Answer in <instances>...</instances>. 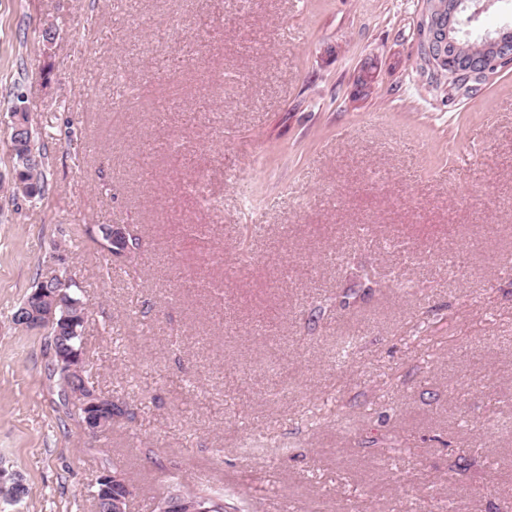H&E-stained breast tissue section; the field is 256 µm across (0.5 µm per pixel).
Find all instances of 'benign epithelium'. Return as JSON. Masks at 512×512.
<instances>
[{
  "label": "benign epithelium",
  "instance_id": "1",
  "mask_svg": "<svg viewBox=\"0 0 512 512\" xmlns=\"http://www.w3.org/2000/svg\"><path fill=\"white\" fill-rule=\"evenodd\" d=\"M459 11L457 0H448V26L440 24L439 16H424L421 39L427 52L444 63L452 60L450 49L454 41L449 32L453 29ZM472 73L489 77L498 70L512 66V34L503 32L489 40L484 55L467 62ZM29 116L19 108L12 113L10 150L15 157V169L26 163L28 151L27 131ZM99 248L116 258L128 257L135 245L128 240V227L124 224H98L90 229ZM51 288H37L29 300L15 313L17 325L28 330L56 328L52 355L53 372L59 375L65 389V399L83 410V429L91 438L100 437L112 429V397L97 392L87 382L71 383L73 375L80 374L81 350L72 340L83 337L86 317L80 314L81 302L68 291L74 281L70 277L55 274L49 277ZM98 490L94 498L104 504L105 512H126L130 500V486L119 472L106 470L96 481ZM157 512H216L218 503L197 498L190 491H172L156 504Z\"/></svg>",
  "mask_w": 512,
  "mask_h": 512
}]
</instances>
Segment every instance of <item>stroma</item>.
I'll use <instances>...</instances> for the list:
<instances>
[{
    "label": "stroma",
    "mask_w": 512,
    "mask_h": 512,
    "mask_svg": "<svg viewBox=\"0 0 512 512\" xmlns=\"http://www.w3.org/2000/svg\"><path fill=\"white\" fill-rule=\"evenodd\" d=\"M422 7L0 0V465L28 488L0 512H94L109 466L127 512L202 480L252 512H512V69L447 101ZM96 224L139 249L104 260ZM61 270L119 405L97 439L12 321ZM12 119L10 150L16 160L14 176L16 175V171H19L20 166L31 158V154L28 151V143L30 144L29 150L32 151L38 158L37 163L31 167L23 168V171L20 173V178L23 182H26L28 185L37 187L38 195L36 196L35 194L30 193L26 189H23V187L20 188L19 193H22L28 198H35V196L43 197L47 186L44 173L46 158L45 154L36 147V133L30 126L28 113L22 108H17L15 112H12ZM27 131H29L28 134Z\"/></svg>",
    "instance_id": "obj_1"
}]
</instances>
